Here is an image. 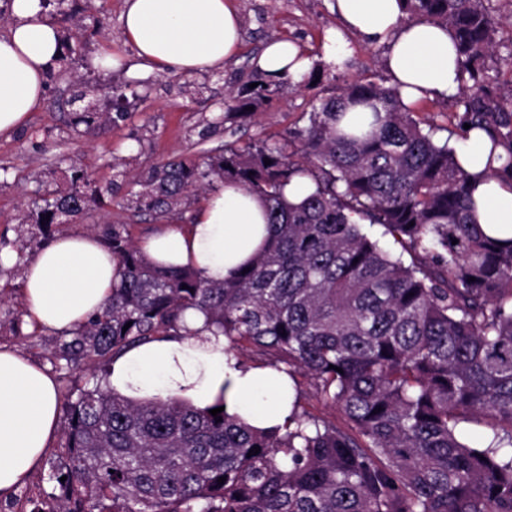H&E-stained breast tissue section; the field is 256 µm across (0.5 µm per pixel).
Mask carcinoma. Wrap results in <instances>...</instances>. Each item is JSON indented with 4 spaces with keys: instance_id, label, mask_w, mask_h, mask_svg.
<instances>
[{
    "instance_id": "1",
    "label": "carcinoma",
    "mask_w": 512,
    "mask_h": 512,
    "mask_svg": "<svg viewBox=\"0 0 512 512\" xmlns=\"http://www.w3.org/2000/svg\"><path fill=\"white\" fill-rule=\"evenodd\" d=\"M403 2L408 17L452 32L463 64L459 127L504 147L508 162L493 174L512 179V86L485 66L503 16L492 0ZM298 86L290 77L246 85L233 115L246 121L250 107ZM93 92L85 84L72 98L84 103L75 132L112 125ZM348 104L371 113L344 129ZM437 131L397 88L352 82L312 106L308 125L290 132L291 151L249 143L199 161L174 156L138 181L130 203L156 218L238 183L264 201L268 242L217 283L153 264L112 228L119 283L60 358L103 367L158 336H200L183 323L193 308L229 349L313 380L344 424L295 403L281 428L264 432L179 398L134 401L97 385L64 402L65 450L49 466L55 512H512V241L474 222L471 178ZM302 176L314 190L291 201L284 188ZM88 180L73 169L75 188L39 196L19 223L47 229L112 199L110 182L83 193ZM472 418L490 427L487 445L461 439Z\"/></svg>"
}]
</instances>
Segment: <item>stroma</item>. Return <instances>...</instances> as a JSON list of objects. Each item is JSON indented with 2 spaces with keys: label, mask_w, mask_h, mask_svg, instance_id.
Returning <instances> with one entry per match:
<instances>
[{
  "label": "stroma",
  "mask_w": 512,
  "mask_h": 512,
  "mask_svg": "<svg viewBox=\"0 0 512 512\" xmlns=\"http://www.w3.org/2000/svg\"><path fill=\"white\" fill-rule=\"evenodd\" d=\"M243 17L242 51L224 69L191 75L158 74L145 80L138 98L130 99L125 117L90 135L74 132L68 125L63 103L72 94L71 80L84 79L97 85V106L107 111L112 89L128 84L127 68L136 63L134 49L122 40L124 0H65L64 6L86 10L103 27L85 29L75 38V51L63 58L58 68L68 79L49 77L41 108L31 113L24 128L0 135V250H8L11 262L0 263V346L18 350L53 375L60 393L79 394L102 381V370L84 365L68 366L55 355L62 335L30 330L24 322L21 302L22 268L38 250L45 235L86 232L108 239L113 228L126 229L133 241H141L156 229L188 223L200 204L189 196L166 218L136 212L126 205L136 180L171 157L198 159L206 151L226 144L282 145L290 130L306 126L313 104L340 93L346 82L360 80L389 86L382 45H369L347 34L350 55L343 67L328 65L324 45L330 30L340 21L331 8L332 0H236ZM273 38L295 41L314 61L315 85H306L281 98L266 102L247 122L228 118L230 95L255 77L253 56ZM124 59L123 66L99 70L98 59L105 50ZM413 112L419 119L438 126V138L456 143L459 139L456 99L427 98ZM84 169L93 182L111 183L112 201L90 212L83 221L56 224L42 230L19 223L17 217L36 190L69 188L71 167ZM64 435H57L47 453L48 460L20 485L10 499H0V512H31L32 502L52 492L48 461L61 455Z\"/></svg>",
  "instance_id": "obj_1"
}]
</instances>
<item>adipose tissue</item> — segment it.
<instances>
[{"label": "adipose tissue", "instance_id": "ef3b65f1", "mask_svg": "<svg viewBox=\"0 0 512 512\" xmlns=\"http://www.w3.org/2000/svg\"><path fill=\"white\" fill-rule=\"evenodd\" d=\"M344 29L330 35L326 63L341 65L352 32L386 47L385 66L405 106L446 98L460 89V62L448 30L422 20L403 21L399 0H335ZM11 21L0 31V134L20 129L43 103L46 78L60 58V33L41 0H11ZM122 37L138 58L131 74L189 75L223 69L241 47L235 0H124ZM308 56L285 39L267 43L256 61L266 82L301 78ZM460 166L478 178L477 221L493 237L512 238V180L487 177L500 167L503 148L469 131L454 146ZM267 235L261 200L229 183L212 190L183 229L141 242L167 266H189L208 281L237 276ZM29 329L70 334L98 311L117 283L112 253L94 235L68 232L44 243L23 269ZM204 315L187 310L188 336H161L110 363L103 385L142 400L178 397L201 410L223 408L258 429L282 426L294 392L271 367L239 365L222 334L204 328ZM61 406L55 379L14 350L0 348V497L10 495L38 466L58 429Z\"/></svg>", "mask_w": 512, "mask_h": 512}]
</instances>
